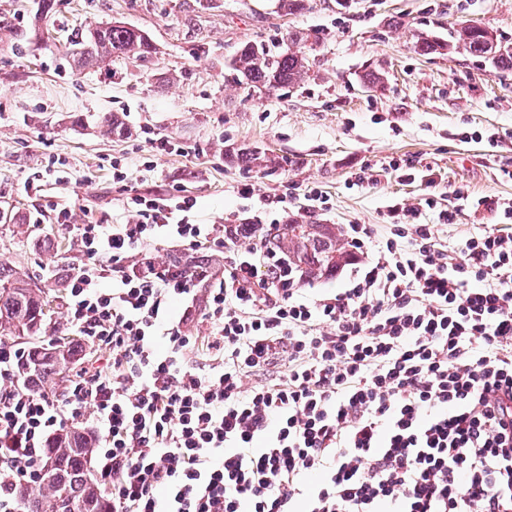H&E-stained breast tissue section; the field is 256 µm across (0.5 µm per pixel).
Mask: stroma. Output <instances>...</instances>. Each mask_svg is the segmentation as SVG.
I'll list each match as a JSON object with an SVG mask.
<instances>
[{"instance_id":"35a3bbf8","label":"stroma","mask_w":512,"mask_h":512,"mask_svg":"<svg viewBox=\"0 0 512 512\" xmlns=\"http://www.w3.org/2000/svg\"><path fill=\"white\" fill-rule=\"evenodd\" d=\"M277 0H54L49 35L14 43L30 30L37 0H0V260L35 277L46 292L84 255L77 238L54 222L119 224L128 192H171L197 201L205 224L303 220L371 225L384 235L389 206L417 208L418 220L453 244L493 223L473 209L482 197L512 200V71L459 50L425 54L418 38L443 41L476 21L512 39V0H306L292 15ZM112 21L145 32L157 46L143 61L114 54L110 69L75 70L64 43L69 29ZM319 32L307 48L310 76L273 95L247 94L228 62L245 42L279 43L288 31ZM380 71L383 89L366 90ZM115 112L124 135H106L96 117ZM86 116L84 126L74 115ZM173 138L184 155L157 157L130 187L113 183V159L149 156L146 131ZM240 148L274 158L260 168L237 160ZM63 160L70 182L47 167ZM419 170L406 179L408 168ZM44 170L40 190L24 184ZM365 173L357 183V173ZM253 185L267 209L242 199ZM328 198L311 208L312 188ZM469 201L459 204L457 194ZM434 199L428 208L426 199ZM458 207L454 224L437 212ZM38 230H31V223Z\"/></svg>"}]
</instances>
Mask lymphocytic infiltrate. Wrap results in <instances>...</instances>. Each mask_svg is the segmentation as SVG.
<instances>
[{"label":"lymphocytic infiltrate","mask_w":512,"mask_h":512,"mask_svg":"<svg viewBox=\"0 0 512 512\" xmlns=\"http://www.w3.org/2000/svg\"><path fill=\"white\" fill-rule=\"evenodd\" d=\"M195 205L58 212L85 257L66 309L88 352L58 397L0 339V512L76 419L112 512H512V202L451 246L435 225H346V286L314 295L256 244L202 284L157 263L160 241L223 246Z\"/></svg>","instance_id":"f902f5d3"}]
</instances>
